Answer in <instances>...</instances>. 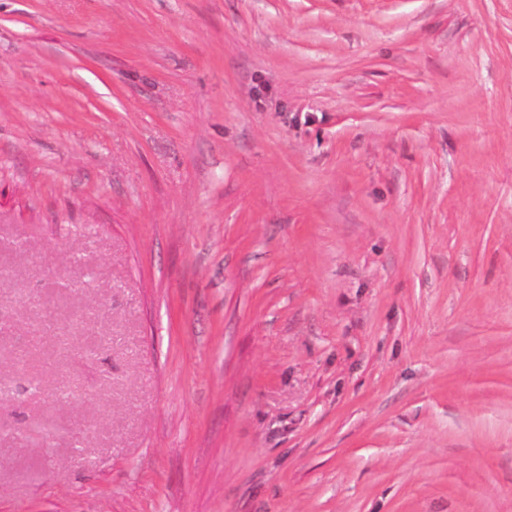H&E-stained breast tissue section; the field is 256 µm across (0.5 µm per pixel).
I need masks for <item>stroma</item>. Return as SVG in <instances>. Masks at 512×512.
Listing matches in <instances>:
<instances>
[{
  "instance_id": "obj_1",
  "label": "stroma",
  "mask_w": 512,
  "mask_h": 512,
  "mask_svg": "<svg viewBox=\"0 0 512 512\" xmlns=\"http://www.w3.org/2000/svg\"><path fill=\"white\" fill-rule=\"evenodd\" d=\"M0 512H512V0H0Z\"/></svg>"
}]
</instances>
